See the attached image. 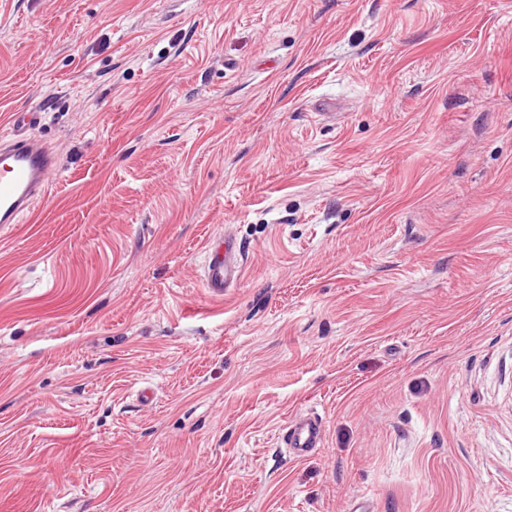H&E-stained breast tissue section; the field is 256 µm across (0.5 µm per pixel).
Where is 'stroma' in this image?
I'll return each mask as SVG.
<instances>
[{"instance_id":"obj_1","label":"stroma","mask_w":512,"mask_h":512,"mask_svg":"<svg viewBox=\"0 0 512 512\" xmlns=\"http://www.w3.org/2000/svg\"><path fill=\"white\" fill-rule=\"evenodd\" d=\"M14 112L0 512H512V0H0ZM34 112L10 117L14 134L0 139V227L17 224L48 194L49 176L57 169L53 151L22 132L35 120ZM244 259V247L229 231H220L208 239L204 286L211 296H223L227 288L240 282ZM283 440L292 460L305 458L309 452L321 446V421L315 415L295 418L287 425Z\"/></svg>"}]
</instances>
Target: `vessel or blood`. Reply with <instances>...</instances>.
I'll return each mask as SVG.
<instances>
[{
    "instance_id": "b4317fda",
    "label": "vessel or blood",
    "mask_w": 512,
    "mask_h": 512,
    "mask_svg": "<svg viewBox=\"0 0 512 512\" xmlns=\"http://www.w3.org/2000/svg\"><path fill=\"white\" fill-rule=\"evenodd\" d=\"M34 113L16 112L10 117L15 129L0 139V227L19 223L48 194L49 177L57 168L53 151L43 142L25 135ZM244 248L227 231L218 232L206 244L204 286L215 297L237 285L244 272ZM284 443L292 459L305 458L322 441V424L317 417L301 416L286 427Z\"/></svg>"
}]
</instances>
